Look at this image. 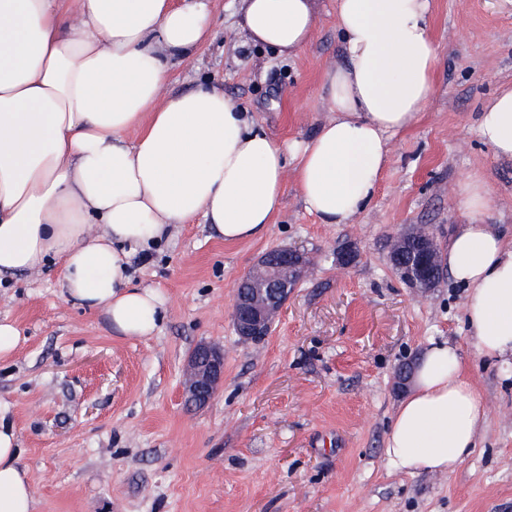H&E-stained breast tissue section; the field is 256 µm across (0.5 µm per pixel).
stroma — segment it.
Returning <instances> with one entry per match:
<instances>
[{"instance_id":"35a3bbf8","label":"stroma","mask_w":512,"mask_h":512,"mask_svg":"<svg viewBox=\"0 0 512 512\" xmlns=\"http://www.w3.org/2000/svg\"><path fill=\"white\" fill-rule=\"evenodd\" d=\"M211 9L206 44L169 61L159 101L209 84L282 142L310 139L329 116L323 74L344 61L333 0L289 57L249 45L234 0ZM431 29L429 105L391 137L377 194L350 223H319L289 173L256 239L224 242L200 217L178 225L131 259L133 282L164 299L157 330L142 338L68 299L58 261L0 275V319L20 332L0 358V417L15 431L36 512H512V364L476 353L466 290L451 276L424 291L390 263L394 239L413 225H436L448 243L466 221L457 187L468 176L484 180L486 220L512 239V160L478 132L485 101L512 85V0H432ZM285 246L304 250L310 271L270 335L242 341L231 321L238 282ZM347 247L357 259L338 268ZM203 340L223 346L224 382L195 409L181 376ZM436 340L465 356L487 417L453 472L411 475L385 456L407 393L398 369Z\"/></svg>"}]
</instances>
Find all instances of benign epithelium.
Returning <instances> with one entry per match:
<instances>
[{"mask_svg":"<svg viewBox=\"0 0 512 512\" xmlns=\"http://www.w3.org/2000/svg\"><path fill=\"white\" fill-rule=\"evenodd\" d=\"M424 240L409 251L400 262L405 279L428 281L434 269L438 249V233L431 228H420ZM309 262L298 249L282 247L275 252L274 261L261 256L240 280L233 301L232 321L238 336L252 339L269 334L272 324L288 298V289L279 287L280 274L285 269H297L305 275ZM224 380L223 347L202 341L187 358L182 384L186 402L195 407L206 405Z\"/></svg>","mask_w":512,"mask_h":512,"instance_id":"benign-epithelium-1","label":"benign epithelium"}]
</instances>
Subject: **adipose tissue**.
<instances>
[{
    "label": "adipose tissue",
    "instance_id": "ef3b65f1",
    "mask_svg": "<svg viewBox=\"0 0 512 512\" xmlns=\"http://www.w3.org/2000/svg\"><path fill=\"white\" fill-rule=\"evenodd\" d=\"M319 0H241L250 40L291 56L311 41ZM431 0H336L345 62L326 70L331 117L282 144L222 91L201 86L158 104L166 62L200 48L209 0H0V274L57 260L70 299L102 310L125 337L157 328L163 299L133 285L134 251L203 217L228 242L271 224L294 165L306 210L346 224L375 196L390 135L433 90ZM134 141H127L129 131ZM478 130L512 160V86L485 104ZM467 221L445 251L467 289L483 357L512 358V241L486 223L481 180L460 182ZM486 407L462 352L431 342L400 402L386 455L410 474L453 471L475 448ZM15 434L0 423V512H35Z\"/></svg>",
    "mask_w": 512,
    "mask_h": 512
}]
</instances>
